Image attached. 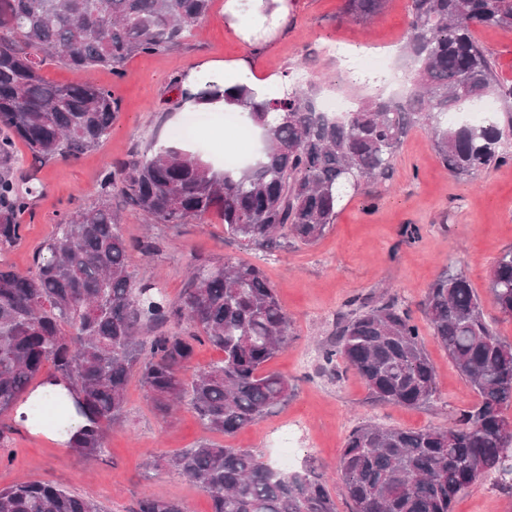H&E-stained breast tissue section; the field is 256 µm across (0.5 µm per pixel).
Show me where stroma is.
<instances>
[{
    "mask_svg": "<svg viewBox=\"0 0 512 512\" xmlns=\"http://www.w3.org/2000/svg\"><path fill=\"white\" fill-rule=\"evenodd\" d=\"M295 2L287 33L273 44L252 49L257 64L287 80L320 79L324 99L337 94L351 102L375 94L377 85L355 83L347 63L336 59L333 51L341 45L353 52L391 56L401 46L411 0H386L381 14L368 25L342 17L343 0ZM474 35L493 59L498 77L512 84V30L479 27ZM246 50L224 24V0H213L185 45L131 58L121 79H113L105 68L78 74L58 61H45L41 73L47 81L68 84L82 79L108 87L121 112L108 139L77 162L44 163L19 147L21 166L36 168L44 189L33 215L21 219V242L0 250V266L27 270L57 214L95 200L97 181L111 161L146 151L155 142H172L175 129L187 118L176 106L174 77L200 59H231ZM112 206L122 214L125 237L151 235L155 252L148 257L131 253L129 263L136 273L153 275L171 303H179L195 256L259 265L291 321L288 344L268 368L294 379L297 390L274 413L227 436L206 429L187 409L162 417L134 376L127 386L125 417L107 430L103 456L74 454L46 425L19 426L0 448V489L50 479L71 493L96 500L106 512H128L135 501L151 495L184 501L190 512H211L209 497L167 465L174 453L209 442L245 448L270 462L277 461L279 449H288L285 471L312 463L328 480L336 512H352L350 500L338 491L337 465L356 426L371 422L445 429L477 397L426 327L421 339L440 391L433 404L377 406L354 370L325 371L322 347L332 337L346 301L354 296L374 299L385 291L417 317L430 284L451 266L468 277L486 319L505 342L512 343V320L499 313L488 290L494 262L512 249V163L473 177L453 175L433 151L427 130L408 135L389 181L347 191L335 223L312 245L291 241L263 251L225 235L220 217L213 213L177 226H149L120 195H113ZM409 224L420 228L413 243L403 234ZM453 512H512V498L488 478L462 492Z\"/></svg>",
    "mask_w": 512,
    "mask_h": 512,
    "instance_id": "35a3bbf8",
    "label": "stroma"
}]
</instances>
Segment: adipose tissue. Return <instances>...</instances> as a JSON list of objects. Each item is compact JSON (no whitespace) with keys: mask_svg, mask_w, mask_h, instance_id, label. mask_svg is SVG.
Returning <instances> with one entry per match:
<instances>
[{"mask_svg":"<svg viewBox=\"0 0 512 512\" xmlns=\"http://www.w3.org/2000/svg\"><path fill=\"white\" fill-rule=\"evenodd\" d=\"M294 8L293 0H225L224 23L244 43H251L256 35L269 43L284 35ZM281 84V77L256 68L249 55L229 60L209 59L195 64L183 75L181 86L189 94L183 106L191 110L227 109L222 96L210 101L197 100V91L208 85L222 90L244 85L251 89L256 100L262 101L268 98L272 88Z\"/></svg>","mask_w":512,"mask_h":512,"instance_id":"adipose-tissue-1","label":"adipose tissue"}]
</instances>
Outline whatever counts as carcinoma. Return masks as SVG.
<instances>
[{
	"instance_id": "1",
	"label": "carcinoma",
	"mask_w": 512,
	"mask_h": 512,
	"mask_svg": "<svg viewBox=\"0 0 512 512\" xmlns=\"http://www.w3.org/2000/svg\"><path fill=\"white\" fill-rule=\"evenodd\" d=\"M386 0H344L343 13L368 22ZM212 0H0V248L21 240L20 218L33 190L20 186L16 142L43 161L72 162L107 139L120 112L112 93L90 83L55 85L40 62L56 59L74 72L105 67L124 76L126 62L184 45ZM512 29V0H411L402 51L410 61L407 93L369 96L339 116L324 112L320 86L297 84L262 102L245 86L229 103L263 131L258 160L216 170L173 146L134 153L109 166L97 199L56 217L33 266L0 267V444L10 414L31 396L45 363L66 392L54 402L64 420L88 426L65 441L85 457L105 453V431L125 412L129 377L137 373L155 409L178 406L226 436L272 413L294 384L266 365L286 346L290 320L264 271L251 262L192 265L180 304L159 283L130 270L128 254H152L150 238L120 230L112 193L151 224H184L212 211L224 233L259 249L291 238L320 240L337 216L343 190L369 179L388 180L393 158L410 132L425 127L443 166L471 176L512 156V109L478 123L448 121L475 102L512 101L479 45L474 29ZM489 292L512 320V249L491 269ZM432 336L478 395L477 404L441 429L356 427L342 448L340 487L354 512H452L459 494L488 476L512 494V344L484 318L465 274L443 269L421 302ZM189 332H169L181 319ZM153 332L149 355L141 333ZM224 353L207 369H192L195 345ZM325 365L343 363L382 405L417 407L437 400L435 368L419 326L393 298L363 302L336 320V338L322 350ZM168 465L194 481L212 512H336L335 500L312 465L287 473L243 448L200 443ZM0 512H103L96 502L51 480L0 489ZM133 512H188L179 501L144 497Z\"/></svg>"
}]
</instances>
